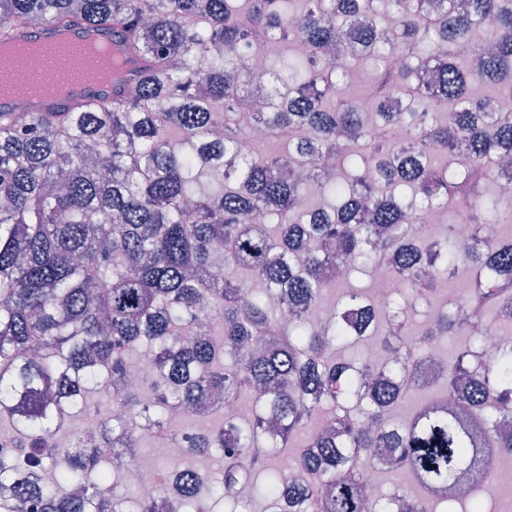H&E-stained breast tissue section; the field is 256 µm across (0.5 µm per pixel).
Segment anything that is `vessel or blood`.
Here are the masks:
<instances>
[{
    "label": "vessel or blood",
    "instance_id": "b4317fda",
    "mask_svg": "<svg viewBox=\"0 0 512 512\" xmlns=\"http://www.w3.org/2000/svg\"><path fill=\"white\" fill-rule=\"evenodd\" d=\"M110 31L106 28L91 26L82 22L70 24H51L38 31L27 29L17 30L13 41L17 44L40 42L45 46L54 48L56 54L52 60L54 70L63 76L71 74L74 61L67 53L66 47L73 41L85 37H106ZM125 80H117L115 74L101 72L94 85L80 86L64 97L44 95L22 103H0V112H66L84 107L88 102H109L113 98L129 95L133 85L129 79L130 74L142 67L140 58L131 51H124Z\"/></svg>",
    "mask_w": 512,
    "mask_h": 512
}]
</instances>
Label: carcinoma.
<instances>
[{
	"label": "carcinoma",
	"instance_id": "obj_1",
	"mask_svg": "<svg viewBox=\"0 0 512 512\" xmlns=\"http://www.w3.org/2000/svg\"><path fill=\"white\" fill-rule=\"evenodd\" d=\"M70 21L112 27L144 71L128 99L0 112V421L18 448L0 455V512L33 499L41 512H237L260 499L276 512L285 498L306 512H426L403 492L377 499L366 472L378 465L437 505L484 512L490 462L512 456V346L485 342L488 322L512 326V240H464L450 220L512 223V187L489 189L512 154V113L471 94L479 81L512 97V0L431 12L424 0H0V43ZM256 57L288 108L242 123ZM352 62L372 66L366 111L346 95ZM430 66L428 89L417 74ZM245 123L282 151H243ZM462 142V165L432 163ZM417 208L439 210L445 233L417 238ZM461 266L465 292L414 332ZM380 267L404 287L379 309L354 288L329 319L310 316L331 285ZM371 322L378 363L357 346ZM449 336L463 339L454 364L432 360ZM143 356L151 369L133 384ZM91 391L119 415H99ZM62 397L99 430L60 441ZM243 399L255 407L244 424L224 413ZM177 410L223 423L176 432ZM143 435L217 451L221 466L186 470L176 499L107 497ZM291 445L287 474L270 459ZM62 452L70 464L45 476Z\"/></svg>",
	"mask_w": 512,
	"mask_h": 512
}]
</instances>
